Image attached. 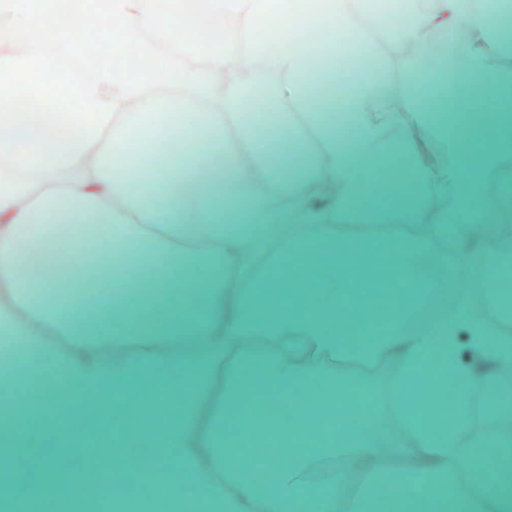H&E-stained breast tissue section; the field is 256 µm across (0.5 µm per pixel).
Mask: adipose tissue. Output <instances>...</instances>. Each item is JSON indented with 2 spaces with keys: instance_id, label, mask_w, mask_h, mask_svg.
<instances>
[{
  "instance_id": "obj_1",
  "label": "adipose tissue",
  "mask_w": 512,
  "mask_h": 512,
  "mask_svg": "<svg viewBox=\"0 0 512 512\" xmlns=\"http://www.w3.org/2000/svg\"><path fill=\"white\" fill-rule=\"evenodd\" d=\"M369 2H323L334 30L372 63L345 95L342 118L313 88L315 53L284 12L243 35L264 61L250 82L221 81L220 67L239 56L221 49L139 113L121 102L128 115L115 133L27 159L17 182L0 183V351L12 356L0 364V394L19 403L0 416L1 454L42 419L91 408L87 429L146 431L162 446L141 463L158 480L151 497L113 496V512H512V435L467 433L475 377L458 363L464 333L482 355L512 361L490 305L502 275L497 242L512 227V113L494 114L489 151L471 146L455 121L459 88L512 97V65L500 63L497 45L456 36L462 25L497 29L503 0H391L380 21ZM406 47L414 54L396 101L387 64ZM403 115L443 141L450 165H421L414 141H390ZM259 137L264 149L242 164L241 147ZM395 165L409 168L414 192L356 207L369 173ZM326 176L339 191L320 201L314 185ZM435 196L448 201L436 216ZM475 222L486 227L477 245ZM422 224L426 234H415ZM312 241L320 252L306 251ZM380 241L386 259L376 265ZM135 263L144 267L136 303L84 305L82 289L123 286ZM366 280L389 323L370 344L331 302ZM379 365L388 368L382 396L356 408L336 381L340 369ZM442 367L453 398L437 399L438 417L415 418V387ZM120 389L164 390L166 409H111ZM329 420L338 433L326 434ZM273 434L287 464L272 461ZM316 436L318 448H297ZM383 446L425 467L381 495ZM479 448L498 456L495 477L474 465ZM57 476L46 456L6 508L32 512L51 484L57 512H90L83 481Z\"/></svg>"
}]
</instances>
